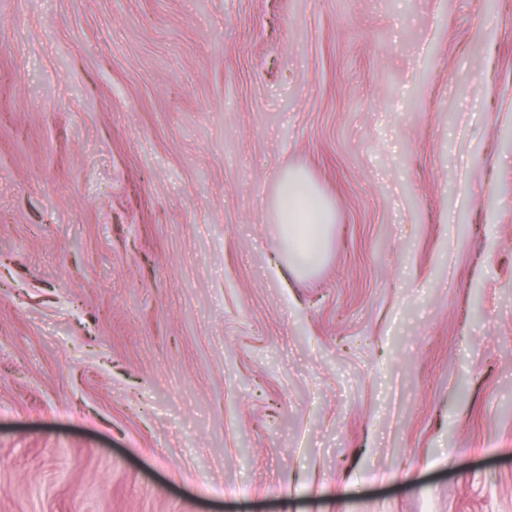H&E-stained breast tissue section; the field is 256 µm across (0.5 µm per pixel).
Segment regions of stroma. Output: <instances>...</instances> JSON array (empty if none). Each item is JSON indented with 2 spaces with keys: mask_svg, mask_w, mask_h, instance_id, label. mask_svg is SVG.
I'll use <instances>...</instances> for the list:
<instances>
[{
  "mask_svg": "<svg viewBox=\"0 0 512 512\" xmlns=\"http://www.w3.org/2000/svg\"><path fill=\"white\" fill-rule=\"evenodd\" d=\"M0 512H512V0H0ZM294 186L303 187L318 203L317 211H311L303 207H289L285 211L284 202L287 191ZM277 208L281 216V224H285L283 233V247L288 257V265L296 270L310 269L320 263L324 252L325 229L327 224H331L330 213L316 195V193L301 179L289 178L288 182L282 188ZM315 229L317 233V246L313 252H307L301 246L306 233L310 229Z\"/></svg>",
  "mask_w": 512,
  "mask_h": 512,
  "instance_id": "35a3bbf8",
  "label": "stroma"
}]
</instances>
